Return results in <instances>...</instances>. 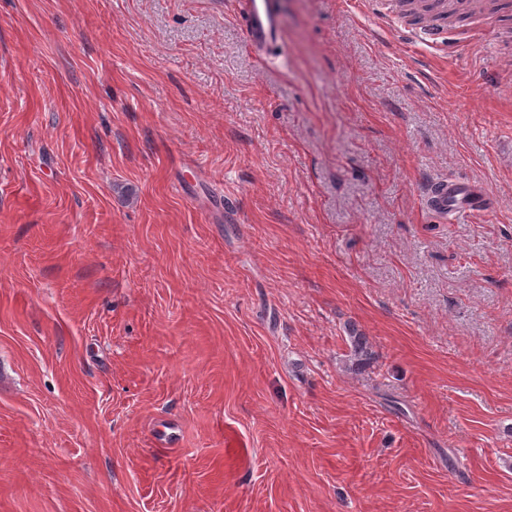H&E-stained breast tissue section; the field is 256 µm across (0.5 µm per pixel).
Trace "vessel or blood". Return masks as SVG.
I'll use <instances>...</instances> for the list:
<instances>
[{
	"label": "vessel or blood",
	"mask_w": 512,
	"mask_h": 512,
	"mask_svg": "<svg viewBox=\"0 0 512 512\" xmlns=\"http://www.w3.org/2000/svg\"><path fill=\"white\" fill-rule=\"evenodd\" d=\"M244 22L248 40L257 52H264L280 37L274 0H246ZM406 37L429 47L444 41L442 32L429 19L417 29L407 32ZM496 201V193L490 186H476L446 177L431 185L425 207L431 214L452 224L489 213Z\"/></svg>",
	"instance_id": "1"
}]
</instances>
